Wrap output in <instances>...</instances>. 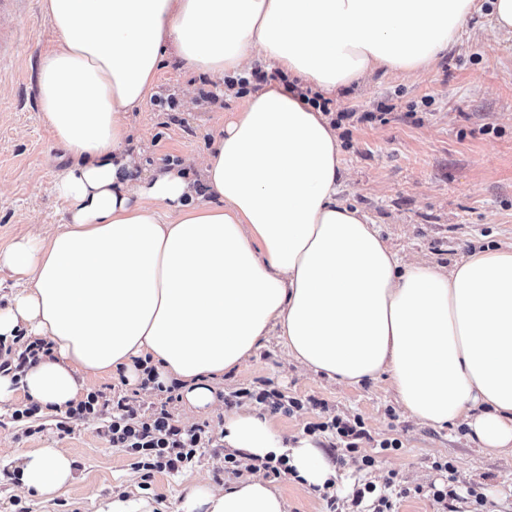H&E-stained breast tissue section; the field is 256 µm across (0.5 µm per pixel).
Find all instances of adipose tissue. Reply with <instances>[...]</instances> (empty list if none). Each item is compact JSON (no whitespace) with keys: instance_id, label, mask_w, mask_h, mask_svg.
<instances>
[{"instance_id":"adipose-tissue-1","label":"adipose tissue","mask_w":512,"mask_h":512,"mask_svg":"<svg viewBox=\"0 0 512 512\" xmlns=\"http://www.w3.org/2000/svg\"><path fill=\"white\" fill-rule=\"evenodd\" d=\"M489 7L512 37V0H44L60 43L39 66L46 123L71 159L53 192L67 214L44 239L0 250L14 280L0 337H48L52 354L0 403L79 402L90 376L150 359L189 413L279 330L298 367L353 385L387 376L425 426L464 422L485 451L512 452V247H481L445 266L407 259L359 208L329 115L285 78L323 96L377 73L418 74ZM197 75L237 78L262 64L211 147L150 176L129 149L128 110L166 55ZM224 446L287 456L299 478L336 472L317 444L291 440L245 407L224 418ZM21 488L56 493L74 479L58 448L20 451ZM178 512H287L261 475L194 485Z\"/></svg>"}]
</instances>
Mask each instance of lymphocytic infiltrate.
<instances>
[{
  "label": "lymphocytic infiltrate",
  "instance_id": "f902f5d3",
  "mask_svg": "<svg viewBox=\"0 0 512 512\" xmlns=\"http://www.w3.org/2000/svg\"><path fill=\"white\" fill-rule=\"evenodd\" d=\"M50 353L51 343L44 339L31 341L20 335L9 343L0 339V372L22 373ZM102 415L108 418L104 437L112 447L133 458L143 480H151L158 473L178 474L194 468L206 448L222 457L224 473L238 476L245 468L243 455L225 451L206 427L181 426L165 401L146 406L125 394L110 396L91 390L83 400L66 406L56 427L68 433L78 423ZM307 431L331 433L347 453L358 452L361 443L373 440L358 417L349 420L337 415L323 416L309 424Z\"/></svg>",
  "mask_w": 512,
  "mask_h": 512
}]
</instances>
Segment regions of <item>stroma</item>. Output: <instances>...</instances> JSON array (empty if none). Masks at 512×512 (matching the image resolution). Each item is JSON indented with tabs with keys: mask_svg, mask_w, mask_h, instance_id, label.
<instances>
[{
	"mask_svg": "<svg viewBox=\"0 0 512 512\" xmlns=\"http://www.w3.org/2000/svg\"><path fill=\"white\" fill-rule=\"evenodd\" d=\"M26 26L27 39L0 66V249L33 229L51 237L66 222L50 186L68 158L43 118L38 95L40 61L59 45L43 0H31ZM490 27L488 13H477L457 44L424 73L379 75L330 100L332 112L351 115L338 130L347 173L341 197L361 208L399 255L450 264L485 242L512 245V39L489 38ZM158 97L173 98L174 109L155 105ZM425 98L430 106H422ZM239 103L225 97L223 79H199L167 56L150 92L127 115L129 142L142 168L208 149L225 114ZM367 112L375 120L363 121ZM262 380L305 402L294 414L270 417L288 437H303L326 411L361 417L374 440L398 441V449L380 456L373 469H360L356 455L337 467L336 492L343 501H350L355 486L382 484L392 472L406 487L447 485L456 493L445 505L413 494L398 500V512H512V455L478 449L465 423H416L395 402L387 378L355 386L303 371L272 335L225 377L224 389ZM12 408L0 405V512H99L117 493L150 499L153 512H176L193 484H225L212 452L192 470L158 474L146 483L131 458L102 435L104 418L64 434L48 411L44 430L27 437L11 422ZM47 447L69 453L74 480L49 497L23 493L16 449ZM439 459L453 463V476L434 469ZM473 489L484 494L483 505H475Z\"/></svg>",
	"mask_w": 512,
	"mask_h": 512,
	"instance_id": "1",
	"label": "stroma"
}]
</instances>
